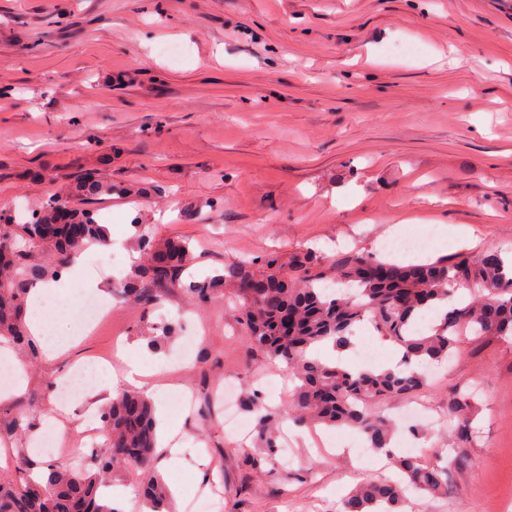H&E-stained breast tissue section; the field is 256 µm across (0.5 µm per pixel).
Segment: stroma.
I'll use <instances>...</instances> for the list:
<instances>
[{
    "instance_id": "obj_1",
    "label": "stroma",
    "mask_w": 512,
    "mask_h": 512,
    "mask_svg": "<svg viewBox=\"0 0 512 512\" xmlns=\"http://www.w3.org/2000/svg\"><path fill=\"white\" fill-rule=\"evenodd\" d=\"M90 172L142 187L90 200L119 263L88 249L67 302L96 298L110 319L82 333L66 314L52 334L71 340L55 361L23 363L27 389L0 403V479L18 476L31 439L59 399L56 379L77 360L122 346L164 363L155 401L181 424L180 462L166 484L195 489L174 512H337L358 482L392 470L337 447L349 429L297 427L286 408L288 369L257 360L223 302L188 305L183 289L144 310L116 300L145 224L190 242L199 277L271 252L312 250L322 265L355 252L387 258L389 229L423 239L453 224L464 239L425 243L412 260L458 250L512 258V0H0V198L26 209ZM178 317L154 346V323ZM256 388L281 420L289 463L246 470L253 422L230 425L224 384ZM477 391L476 439L457 444L445 406ZM186 390L193 405L172 395ZM427 415L396 419L397 447L422 445L450 463L454 492L415 495L411 512H504L512 499V340L465 336L417 396Z\"/></svg>"
}]
</instances>
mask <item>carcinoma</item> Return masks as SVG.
<instances>
[{
  "instance_id": "obj_1",
  "label": "carcinoma",
  "mask_w": 512,
  "mask_h": 512,
  "mask_svg": "<svg viewBox=\"0 0 512 512\" xmlns=\"http://www.w3.org/2000/svg\"><path fill=\"white\" fill-rule=\"evenodd\" d=\"M76 179L78 193L52 194L21 222L0 213V338L25 342L23 311L33 284L59 274L88 246L108 244L107 228L84 205L89 198L112 194V183L90 175ZM135 245L146 260L117 284L121 298L150 310L171 288H186L197 305L233 296V318L248 351L268 363L288 365L298 380L288 395V418L300 425L352 427L374 453L384 451L393 432L380 405L420 392L426 380L418 367L447 362L467 333L512 337V264L505 265L495 253L456 252L408 264L350 254L321 268L319 256L307 250L294 258L293 278L283 272L280 255L268 254L259 268L252 261L230 263L185 285L183 274L193 262L188 243L160 240L140 229ZM331 279L346 291L326 293L324 283ZM362 323L398 349L400 368L353 372L313 353L318 345L338 353L350 349ZM242 406L265 448L260 455H245L243 463L261 472L280 447L276 416L258 390L245 392ZM446 410L459 443H470L473 393L457 389L448 394ZM100 422L108 440L92 453L87 467L73 471L48 463L44 481L0 482V512H116L102 501L99 489L125 466L141 471L138 495L150 512H169L168 490L152 472L156 420L151 400L139 391H123L101 408ZM395 464L400 479L360 484L339 512H402L407 486L432 497L448 494L447 468L410 454Z\"/></svg>"
}]
</instances>
